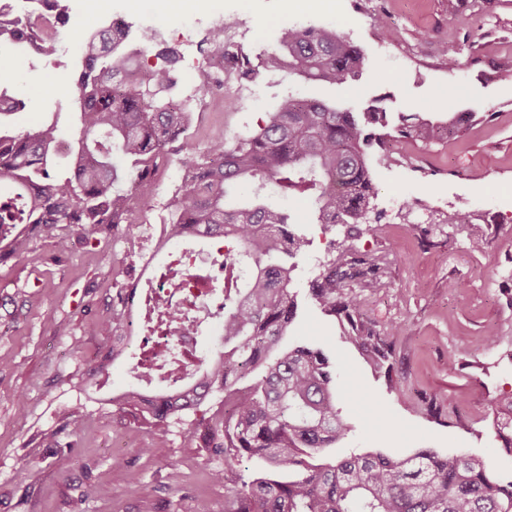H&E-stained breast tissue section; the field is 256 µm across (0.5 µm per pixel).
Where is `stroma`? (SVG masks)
Masks as SVG:
<instances>
[{
  "label": "stroma",
  "instance_id": "1",
  "mask_svg": "<svg viewBox=\"0 0 512 512\" xmlns=\"http://www.w3.org/2000/svg\"><path fill=\"white\" fill-rule=\"evenodd\" d=\"M220 10L243 19V49L260 65L258 94L242 98L233 86L223 93L225 136L255 132L288 95L353 112L379 99L392 123L416 113L434 131L428 142L388 137V162L370 155L374 208L354 242L380 260L381 287L360 291L365 315L401 328L392 374L375 372L307 294L319 263L336 256L330 242H344L343 227H297L309 246L289 261L299 310L279 348L308 343L333 358L350 426L317 463L433 448L478 456L496 473L512 469L499 454L494 410L512 391V0H346L341 11L311 15L288 0H221ZM77 24L62 29L56 55L11 53L0 84L23 104L0 118L11 131L54 121L63 142L74 143L76 103L43 88L75 75L71 47L95 27L89 18ZM303 26L357 45L361 76L333 85L265 66L288 29ZM445 46L457 52L455 70L444 64ZM461 211L468 223H455ZM128 250L106 228L73 238L64 251L35 236L23 261L0 262V512H196L202 499L224 512V485L214 478L223 458L183 438L184 428H205L223 414V398L159 434L120 421L115 407L79 387L112 341V270L140 264ZM432 394L445 405L437 418L424 407ZM116 434L127 442L119 466ZM89 483L110 486L111 497L82 499Z\"/></svg>",
  "mask_w": 512,
  "mask_h": 512
}]
</instances>
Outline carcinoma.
<instances>
[{"label":"carcinoma","mask_w":512,"mask_h":512,"mask_svg":"<svg viewBox=\"0 0 512 512\" xmlns=\"http://www.w3.org/2000/svg\"><path fill=\"white\" fill-rule=\"evenodd\" d=\"M55 28L72 26L61 0H49ZM0 41L42 56L34 23L21 17L0 22ZM127 33L95 47L96 36L82 37L79 72L70 87L79 108L77 149L68 153L65 173L55 174L57 123H41L10 134L0 130V251L16 261L29 237L51 240L59 250L70 237L107 224L134 223L149 203L127 206L130 188L150 182L159 162L171 161L181 148L174 143L190 128L192 106L173 98L178 86V52L155 46L160 63L144 68L127 48ZM272 56L288 74L313 82L342 85L358 76L362 54L346 37L316 26L288 30ZM232 57L238 77L251 79L258 67L243 51ZM20 102L0 87V117ZM387 112L370 105L362 113L330 107L314 98L287 96L259 130L224 139L205 150L183 155L184 177L169 204L167 226L175 236L194 228L229 237L235 248L224 254L223 351L193 373L180 393L143 397L135 389L112 396L121 417L142 419L165 432L174 420L201 408L215 392H224V417H214L210 432L188 428L184 439L203 442L224 455V512H512V476L496 480L485 461L463 454L424 448L411 455L351 453L333 465L308 459L349 431L335 390V366L320 348L299 344L267 362L297 316L283 265L306 250L308 241L293 226H347V237L360 236L374 188L368 150L383 143L377 126ZM401 137L426 139L432 133L417 114L401 117ZM273 182L285 196H311L313 208L303 218L269 204L261 193ZM258 185L249 199L237 192ZM377 258L345 247L308 281V293L341 322L344 334L376 368L393 370L391 336L362 311L354 288H379ZM113 272L117 303L107 327L112 346L86 372V379L108 373L123 352V282ZM260 379L241 385L257 367ZM497 440L512 453V393L496 402ZM245 460L259 469L246 478Z\"/></svg>","instance_id":"cac0c4a2"}]
</instances>
